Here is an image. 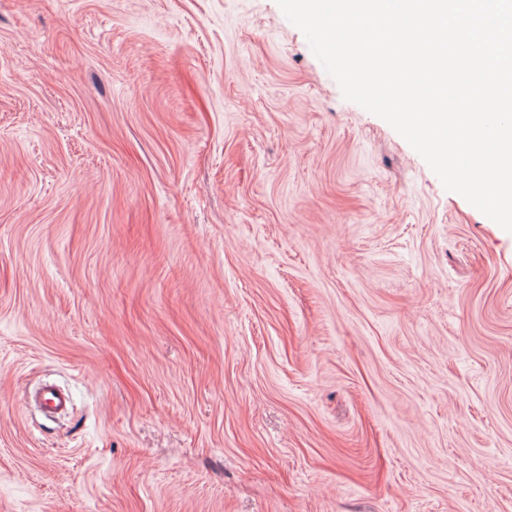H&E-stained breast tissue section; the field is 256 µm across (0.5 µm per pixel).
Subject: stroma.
<instances>
[{
  "mask_svg": "<svg viewBox=\"0 0 512 512\" xmlns=\"http://www.w3.org/2000/svg\"><path fill=\"white\" fill-rule=\"evenodd\" d=\"M0 512H512V233L276 0H0ZM39 403L45 413L56 415L66 408L69 398L54 384H43L37 393Z\"/></svg>",
  "mask_w": 512,
  "mask_h": 512,
  "instance_id": "stroma-1",
  "label": "stroma"
}]
</instances>
